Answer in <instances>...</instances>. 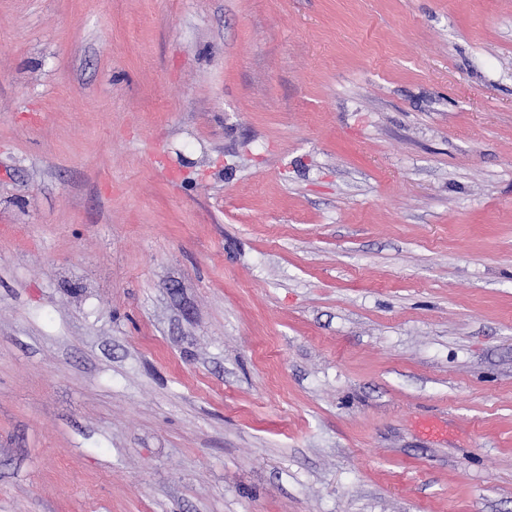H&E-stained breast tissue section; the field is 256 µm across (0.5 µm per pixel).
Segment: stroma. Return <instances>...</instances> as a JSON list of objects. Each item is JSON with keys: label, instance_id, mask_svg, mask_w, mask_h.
<instances>
[{"label": "stroma", "instance_id": "obj_1", "mask_svg": "<svg viewBox=\"0 0 512 512\" xmlns=\"http://www.w3.org/2000/svg\"><path fill=\"white\" fill-rule=\"evenodd\" d=\"M0 512H512V0H0Z\"/></svg>", "mask_w": 512, "mask_h": 512}]
</instances>
